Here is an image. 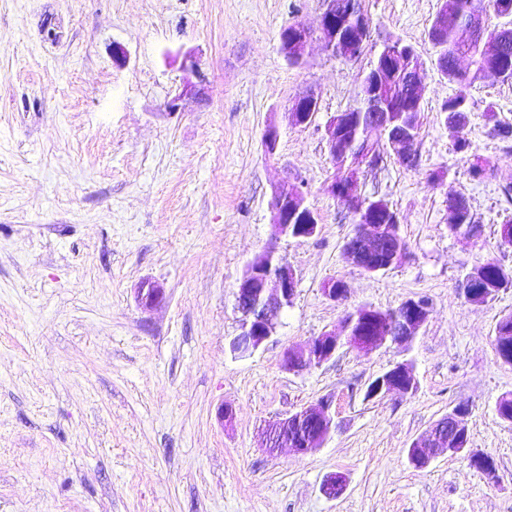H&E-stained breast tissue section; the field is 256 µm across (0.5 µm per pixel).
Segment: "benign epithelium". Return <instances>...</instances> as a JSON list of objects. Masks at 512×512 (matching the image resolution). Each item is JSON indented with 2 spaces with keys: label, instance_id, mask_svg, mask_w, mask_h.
Here are the masks:
<instances>
[{
  "label": "benign epithelium",
  "instance_id": "benign-epithelium-1",
  "mask_svg": "<svg viewBox=\"0 0 512 512\" xmlns=\"http://www.w3.org/2000/svg\"><path fill=\"white\" fill-rule=\"evenodd\" d=\"M318 27V40L324 49L336 54V13L342 10L339 0H324ZM313 40L307 27L298 28V36L288 42L284 35L279 40V51L284 58L296 65L304 62L306 49ZM415 53V48L403 43L394 44L390 40L378 54L376 62L370 70L374 85H380L384 68L390 59ZM399 111L391 99L375 92L366 102L365 112L368 122L378 129L386 130L388 146L394 155L410 157L413 155L416 140L409 122L399 120L397 124L389 121L391 113ZM332 195L350 207L355 214L357 224L353 239L356 244L344 249V256L356 267L362 266L363 256L374 250L375 225L371 224L374 209L369 207L371 199L363 198L356 193V186H348L332 190ZM272 238L271 245L256 255L249 263L248 270L237 284L236 301L242 313L240 332L230 342L231 351L240 357L255 352L269 340L278 325L282 310L292 303L296 291V279L288 267L282 265L275 257V242L283 237H311L316 234L320 221L316 211L306 204L304 192L298 188H283L275 191L272 200ZM140 305L153 309L165 301L163 288L151 281H144L137 291ZM429 312L426 306L415 303L408 304V309L399 313V335L389 340L385 336H355L351 332V320L343 319V332L340 336L331 330L311 338L304 346L290 348L283 356L284 367L290 371H301L321 365L330 360L339 345L346 344L353 348L372 351L386 341L400 346H408L416 337L419 329L426 321ZM396 376L390 378L384 374L378 376L372 384L375 395L385 396L403 389H412L417 383L413 370L408 362L395 364ZM465 408L455 407L448 413V431L442 427H432L415 439L407 450V456L413 465L425 467L440 452L450 456H470L472 452L465 441L467 428L462 419ZM335 418L331 412V402L321 400L281 419L274 427L264 431L265 449L269 452L287 445L298 455H306L323 446L333 428Z\"/></svg>",
  "mask_w": 512,
  "mask_h": 512
}]
</instances>
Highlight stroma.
I'll return each mask as SVG.
<instances>
[{"label": "stroma", "mask_w": 512, "mask_h": 512, "mask_svg": "<svg viewBox=\"0 0 512 512\" xmlns=\"http://www.w3.org/2000/svg\"><path fill=\"white\" fill-rule=\"evenodd\" d=\"M362 4L371 27L357 59L316 41L293 66L278 35L316 28L322 0H0V512H512V423L496 411L512 365L494 349L512 289L481 304L460 288L487 259L512 267L500 238L512 149L492 133L512 125V81L472 84L459 132L441 118L456 85L420 73L416 167L380 140L383 160L356 174L361 195L396 212L408 257L364 272L343 254L353 216L327 191L324 125L355 105L388 40L429 58L442 0ZM310 89L315 120L287 124ZM477 158L494 164L490 178L471 177ZM280 185L300 187L320 224L279 241L295 297L275 335L240 357L229 347L236 285L270 241ZM452 193L468 200L479 237L450 231ZM331 279L345 283V302L324 296ZM145 280L166 293L150 312L136 299ZM418 296L429 315L410 346H345L320 366L284 368L286 348L341 327L346 312ZM404 360L416 392L369 398ZM323 398L336 428L322 448L263 450L266 428ZM460 404L469 446L493 459L496 479L461 456L424 468L407 458ZM333 473L347 484L330 498L321 486Z\"/></svg>", "instance_id": "stroma-1"}]
</instances>
